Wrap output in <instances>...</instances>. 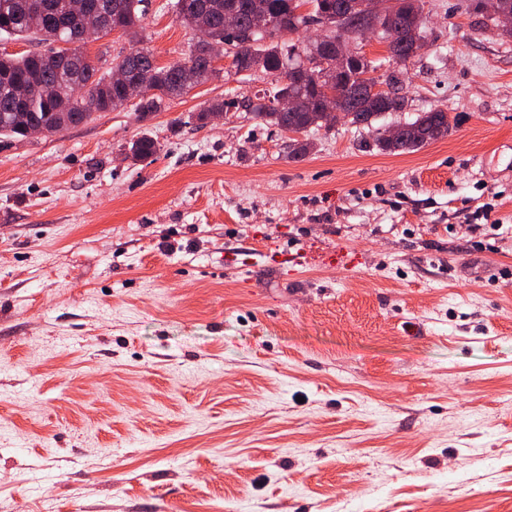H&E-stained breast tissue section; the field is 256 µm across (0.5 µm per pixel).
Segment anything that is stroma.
Returning a JSON list of instances; mask_svg holds the SVG:
<instances>
[{
    "label": "stroma",
    "instance_id": "35a3bbf8",
    "mask_svg": "<svg viewBox=\"0 0 512 512\" xmlns=\"http://www.w3.org/2000/svg\"><path fill=\"white\" fill-rule=\"evenodd\" d=\"M458 2L385 118L456 119L414 153L343 123L291 160L259 72L0 140V512H512V38ZM160 145L158 142L147 135H142L129 142L125 149L126 158L133 161H144L158 153Z\"/></svg>",
    "mask_w": 512,
    "mask_h": 512
}]
</instances>
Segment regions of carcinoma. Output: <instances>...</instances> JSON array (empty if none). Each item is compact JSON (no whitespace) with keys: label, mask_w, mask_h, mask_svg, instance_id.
<instances>
[{"label":"carcinoma","mask_w":512,"mask_h":512,"mask_svg":"<svg viewBox=\"0 0 512 512\" xmlns=\"http://www.w3.org/2000/svg\"><path fill=\"white\" fill-rule=\"evenodd\" d=\"M311 5V12L298 13L301 2ZM104 13L101 35L115 29L123 31L133 44L140 42V31L146 15L145 0H90ZM338 0H175L168 7L180 21L190 28L205 26L210 29L216 42L232 45L231 55L234 74L261 71L271 78L273 90L257 94L242 103L258 123L274 127L280 132H304L312 127H327L318 100L326 90L336 94V109L350 112V124L366 129L373 136L378 149L389 153L412 152L426 144L445 138L455 124L448 112L438 105L425 112H418L414 119L391 138L380 135L384 125L379 120L391 112H402L405 96L396 94L388 101L372 100L362 95L367 84H377L371 76L376 70L372 61L363 58L347 62L336 69L328 67L329 75L320 82L303 81L293 72L302 64V56L308 46L297 44L283 37L286 32L296 33L311 23H328V34L340 29L358 27L357 14L343 19L336 18ZM234 7L239 12L242 28L248 30L258 12L267 15L264 28L253 33L249 41L224 33V9ZM424 0H401L400 8L387 20L390 28L408 30L417 26L419 33L426 34ZM82 26V17L69 10L68 0H0V33L25 38L37 35L40 40L60 43L62 47L47 53L22 56L0 55V137L23 136L27 122L40 124L46 134H57L70 126L92 119L97 112L122 107L121 91L110 81V74L83 51V44L75 39ZM386 30L380 38L386 42V61L402 67L409 58L404 48L389 40ZM207 48L198 43L190 46L188 57L168 66L156 63L153 53L146 48H134L132 67L135 76L155 89L148 98L137 104L143 115L164 109L167 100L179 96L193 85L210 79L203 62ZM37 83V88L19 106L12 95L15 83ZM292 97L296 101L293 112H278L272 103L280 97ZM160 145L147 135L129 142L126 158L134 161L147 160L158 153ZM313 150L309 140L293 139L288 156L299 161Z\"/></svg>","instance_id":"obj_1"}]
</instances>
